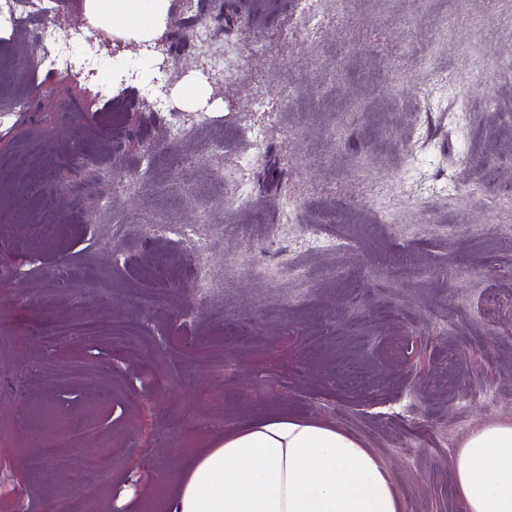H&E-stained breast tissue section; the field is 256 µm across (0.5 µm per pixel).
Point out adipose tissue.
<instances>
[{"label":"adipose tissue","mask_w":512,"mask_h":512,"mask_svg":"<svg viewBox=\"0 0 512 512\" xmlns=\"http://www.w3.org/2000/svg\"><path fill=\"white\" fill-rule=\"evenodd\" d=\"M463 512H512V418L461 441L453 465ZM388 468L336 425L252 418L192 449L165 494L140 512H403Z\"/></svg>","instance_id":"ef3b65f1"}]
</instances>
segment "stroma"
<instances>
[{
    "label": "stroma",
    "instance_id": "stroma-1",
    "mask_svg": "<svg viewBox=\"0 0 512 512\" xmlns=\"http://www.w3.org/2000/svg\"><path fill=\"white\" fill-rule=\"evenodd\" d=\"M240 2L225 8L223 26L242 79L204 81L201 56L185 55L169 99L208 121L174 143L148 113H122V126L143 136L118 157L114 119L91 88L26 67L38 51L33 30L4 47L21 68L0 72L14 88L0 112V166L15 171L16 191L39 179L44 198L23 210L0 194V330L9 337L0 345V512H54L81 497L94 512H139L141 495L179 469L189 432L260 411L357 436L388 467L404 512H463L456 449L479 423L512 417V200L489 210L471 192L487 163L508 167L496 145L512 143V72L501 68L512 59V0H357L311 37L295 10ZM186 7L157 0L148 21L113 28L102 63L135 73L133 95H156L142 45L165 41ZM443 24L447 40L431 45ZM411 27L419 36L406 47ZM475 31L486 47L478 65L462 49ZM428 51L453 86L430 85L419 65ZM272 86L292 91L297 111H281ZM245 122L262 136L241 171L212 147L236 145ZM96 172L118 213L190 224L211 204L224 227L212 242L211 297L195 296L189 260L148 224L116 232L97 200L75 205L72 186ZM239 175L252 195L246 209L224 192ZM130 180L140 189L121 192ZM375 180L388 193L366 201ZM291 203L307 222L344 212L333 231L351 247L308 249L296 227L276 236ZM109 236L125 264L100 250ZM159 254L179 266L164 305L131 306ZM296 264L304 279L290 274ZM91 281L107 283V294L88 296ZM78 297L104 319L140 323V336L166 337L165 348H140V336L58 344L55 327L78 316ZM105 363L110 377L88 376ZM47 438L111 455V476L89 495L66 454L31 467Z\"/></svg>",
    "mask_w": 512,
    "mask_h": 512
}]
</instances>
